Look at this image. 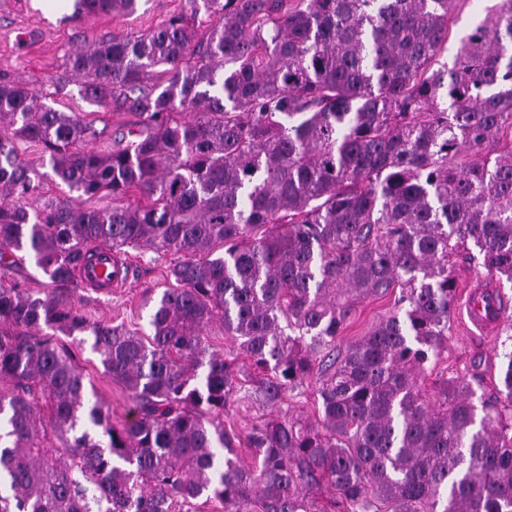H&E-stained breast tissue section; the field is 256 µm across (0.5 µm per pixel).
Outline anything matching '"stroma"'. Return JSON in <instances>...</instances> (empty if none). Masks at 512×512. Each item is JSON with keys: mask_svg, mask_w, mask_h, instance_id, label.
<instances>
[{"mask_svg": "<svg viewBox=\"0 0 512 512\" xmlns=\"http://www.w3.org/2000/svg\"><path fill=\"white\" fill-rule=\"evenodd\" d=\"M498 0H459L449 24L448 49L444 60H451L461 40L482 23L494 10ZM186 0H139L131 14H92L75 19L66 28H59L66 12L54 0H0V73L28 81L47 79L61 74L68 52L83 48L100 38H125L147 33L169 16L187 10ZM57 109L80 113L86 121L102 129L101 145H112L120 132L127 130L134 115L127 112H106L89 105L79 95L78 85L68 87V93L59 97ZM23 159L43 173V181L30 203L39 207L45 202H64L70 197L67 186L54 176L48 155L34 145L19 147ZM133 268V285L113 289L111 295H101L88 288L71 287L67 293L81 312L94 321L122 324L131 330L148 327L149 311L143 303L159 297L170 284L166 277L168 259L156 258L151 250L133 251L127 255ZM395 307L393 295L371 296L359 303L341 336L336 339L338 350L365 334L381 316ZM504 329L491 336L481 334L463 314L453 307L448 329V341L437 365L427 369L421 381L423 388L434 391L443 380L463 377L469 381L483 401L494 402L496 384L502 361ZM74 363L90 381L98 396L112 410L113 422L123 421L132 402L127 392L104 375L98 357L90 349L75 351ZM319 374H312L295 391L286 393L274 406L257 400L233 404L225 425L231 426L238 437H245L252 425L277 417H299L316 421L318 405L315 391Z\"/></svg>", "mask_w": 512, "mask_h": 512, "instance_id": "stroma-1", "label": "stroma"}]
</instances>
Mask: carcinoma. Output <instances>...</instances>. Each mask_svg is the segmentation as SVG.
I'll return each instance as SVG.
<instances>
[{
  "label": "carcinoma",
  "instance_id": "1",
  "mask_svg": "<svg viewBox=\"0 0 512 512\" xmlns=\"http://www.w3.org/2000/svg\"><path fill=\"white\" fill-rule=\"evenodd\" d=\"M138 0H75L133 13ZM457 0H189L146 34L72 52L53 80L136 127L104 153L37 82L0 77V512H512V351L500 405L418 377L448 339L450 257L512 282V0L449 63ZM49 154L77 198L30 211ZM138 197L91 208L83 198ZM173 255L147 334L8 279L18 252L60 287L102 251ZM400 289L344 351L358 303ZM220 322L239 357L207 340ZM90 344L135 416L116 425L71 362ZM334 353L320 424L245 437L224 409L277 403Z\"/></svg>",
  "mask_w": 512,
  "mask_h": 512
}]
</instances>
